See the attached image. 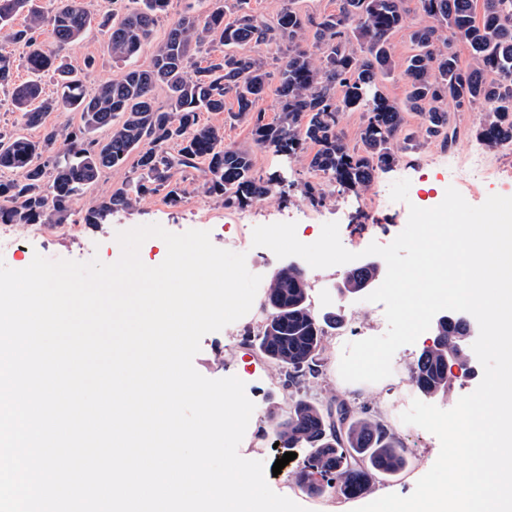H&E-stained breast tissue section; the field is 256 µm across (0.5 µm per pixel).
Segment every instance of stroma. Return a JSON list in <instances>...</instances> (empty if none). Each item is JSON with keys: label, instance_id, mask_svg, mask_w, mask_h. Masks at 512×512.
Listing matches in <instances>:
<instances>
[{"label": "stroma", "instance_id": "1", "mask_svg": "<svg viewBox=\"0 0 512 512\" xmlns=\"http://www.w3.org/2000/svg\"><path fill=\"white\" fill-rule=\"evenodd\" d=\"M185 6L186 0H171L167 14L160 18L154 29L150 44L132 63L113 61L105 49L103 35L96 31L68 47L66 60L81 74L86 89L90 91L102 81L120 75L126 66L149 68L155 45L164 41ZM234 107L233 99H226L223 111L201 113L200 121L221 127L225 144L251 150L256 175L273 179L276 189L287 192V202L272 197L252 201L241 208H224L221 203L198 192V174L192 170L184 177L186 194L178 205L168 204L163 195L157 194L147 197L134 209L112 214L101 226L85 224L83 216L95 199L131 176L135 161L130 158L122 166L103 172L98 181L79 197L68 223L42 224L35 236L0 241V261L10 268L22 269L38 253L52 260L86 262L97 257L112 263L121 255L116 241L117 232L139 225L158 224L173 233L190 229L209 231L215 246L245 254L248 270L260 275L267 283L280 268L302 265L303 260L296 256L280 259L269 249L253 247L252 232L256 226L293 221L297 224L298 239L310 244L319 238L324 223L334 221L339 225L343 246L349 251L360 252L373 242L381 245L391 243L406 227L410 206H437L450 185L448 160L443 157L437 143L425 141L416 152L402 155L391 169L378 174L367 190L356 193L334 182L324 181L326 200L320 206H312L302 193L304 182L314 178L304 157L281 156L256 147L249 127L229 119L227 112ZM484 117L485 108L480 104L458 112L457 120L464 134L456 150L462 154L481 153L501 171L512 174V149L489 148L470 133L471 128L482 122ZM400 179L410 182L408 202L398 201L390 208L369 210V202L389 194L392 183ZM348 270L345 264L306 270L311 310L317 317L333 322L332 327L326 330L318 377H308L299 384L288 385L278 367L260 353L257 342L240 339L239 327L235 324L204 335L201 350L193 361L196 370L207 378L234 375L245 382L246 394L255 405L254 414L258 422L248 426L241 445L252 459L263 461L265 468H272L285 450L275 447L273 436L264 435L263 430L269 426L271 418L284 417L292 400L298 398L323 404L343 401L367 417L382 419L392 429L406 452V468L399 474L379 477L369 494L354 499L331 491L313 495L297 487L293 474L301 469L302 460L308 453L307 448L297 447L296 459L287 463L281 474L268 477L267 482L274 492H288L291 499L307 512H353L354 508L369 503L372 496L379 493L411 494L417 480L436 461L440 443L426 430L404 424L401 414L416 399L442 409L452 408L461 396L476 389L483 376L482 366L474 358L470 361V375L452 379L447 393L426 396L418 391L412 382L411 370L433 337L432 331L428 330L414 344L395 352L389 377L376 383L344 381L339 374L344 346L366 336L381 335L387 330L383 305L365 301L363 293L341 291L340 286Z\"/></svg>", "mask_w": 512, "mask_h": 512}]
</instances>
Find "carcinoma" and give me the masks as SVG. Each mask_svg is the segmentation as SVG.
Instances as JSON below:
<instances>
[{
	"label": "carcinoma",
	"instance_id": "1",
	"mask_svg": "<svg viewBox=\"0 0 512 512\" xmlns=\"http://www.w3.org/2000/svg\"><path fill=\"white\" fill-rule=\"evenodd\" d=\"M137 2L118 17L113 12L94 16L82 0H58L50 13L32 0H0V35L27 48L30 71L52 72L62 88L60 96L45 98L37 81H13L14 60L0 52V85L11 88L14 110L25 125L43 128L36 141L0 132V224L65 223L75 198L132 153L137 156L133 176L97 198L84 223L99 224L161 191L168 203H180L186 190L178 174L191 169L200 172L202 192L226 208L275 195L272 180L254 173L251 151L224 144L222 128L199 121L202 112L224 111L228 96L237 106L230 117L250 126L255 145L286 156L310 146L309 169L348 190L369 187L400 154L418 149L416 135L405 130L407 110L418 114L426 138L451 150L460 127L447 103L459 109L480 103L485 118L471 134L490 148L512 146V0H482L479 14L474 0H416L431 24L412 32L414 51L399 65L391 39L405 24L404 0H341L338 12L318 20L288 0L273 25L251 14L243 0L228 22L222 5L204 15L189 8L155 47L150 68L130 66L86 93L62 52L95 25L112 60L131 61L150 41L170 0ZM23 11L25 22L18 27L15 17ZM45 27L53 35L51 47L37 38ZM449 31L465 40L469 66L460 63ZM273 41L282 46L279 115L267 121L256 110L268 86L267 61L243 46ZM398 66L407 77L401 103L383 91L384 77ZM158 85L168 90L165 109L153 102ZM61 108L80 113L79 125L46 126V115ZM347 110L365 113L358 144H350L340 129ZM102 129L108 130L104 140L95 137ZM303 194L313 206L325 201L319 183L305 182ZM379 277V268L361 264L350 270L344 287L359 292ZM308 299L304 272L280 269L268 288L270 310L256 334L260 352L285 370L293 385L303 369L317 372L325 336ZM465 330L462 314L437 319L434 343L413 370L419 391H448V363L460 359ZM339 405L346 408L340 432L336 404L303 398L293 402L286 418L271 419V430L279 440L310 448L297 476L302 488L357 498L377 475L400 471L406 458L380 420L358 415L343 401Z\"/></svg>",
	"mask_w": 512,
	"mask_h": 512
}]
</instances>
